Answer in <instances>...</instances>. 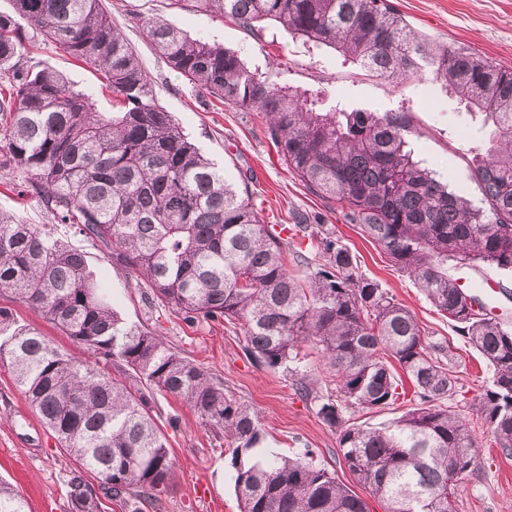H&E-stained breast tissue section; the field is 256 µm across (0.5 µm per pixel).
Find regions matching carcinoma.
I'll return each instance as SVG.
<instances>
[{
    "label": "carcinoma",
    "mask_w": 512,
    "mask_h": 512,
    "mask_svg": "<svg viewBox=\"0 0 512 512\" xmlns=\"http://www.w3.org/2000/svg\"><path fill=\"white\" fill-rule=\"evenodd\" d=\"M231 17L251 34L275 22L328 45L384 78L429 73L492 124L489 146L467 166L481 187L475 207L423 168L406 139L403 112L319 108V96L249 71L239 56L154 20L146 37L189 84L266 119L288 170L344 220L357 224L487 362L492 381L475 410L503 453H512V330L478 298L462 295L448 267L512 273V69L417 35L387 0H170ZM0 13V163L22 169L14 185L53 224H22L0 211V291L40 314L81 350L55 345L0 308V361L62 448L80 464L67 480L72 512H100L84 473L116 498L160 501L176 462L151 414L159 391L224 429L239 512H370L365 500L313 461L258 449L257 415L153 331L124 322L86 253L59 238L70 224L116 265L133 272L145 299L188 322L240 325L245 356L287 365L301 345L323 354L327 393L299 379L317 415L338 435L342 462L386 512H448L478 465L472 429L445 402L458 393L449 343L430 341L412 312L376 280L325 224L300 215L268 225L248 193L206 157L154 95L151 78L102 0H13ZM99 72L118 110L29 60V30ZM288 237H282V234ZM317 248L320 263L302 252ZM306 268L297 277L288 260ZM105 362L117 375L97 368ZM416 403L379 426L357 410ZM133 373L134 386L124 379ZM0 512H26L0 481Z\"/></svg>",
    "instance_id": "obj_1"
}]
</instances>
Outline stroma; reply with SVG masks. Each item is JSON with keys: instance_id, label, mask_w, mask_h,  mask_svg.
I'll return each instance as SVG.
<instances>
[{"instance_id": "obj_1", "label": "stroma", "mask_w": 512, "mask_h": 512, "mask_svg": "<svg viewBox=\"0 0 512 512\" xmlns=\"http://www.w3.org/2000/svg\"><path fill=\"white\" fill-rule=\"evenodd\" d=\"M389 2L419 34L437 42L462 43L512 68V0ZM103 4L149 73L159 103L232 181L247 179L265 223L286 224L292 213L299 212L329 225L355 255L360 273L378 281L405 305L431 339L448 340L458 385L468 399L458 411L477 436L480 459L477 470L458 487L455 512H512V455L501 451L470 405L491 381L492 372L483 358L455 332L414 279L397 270L358 225L344 223L339 212L305 190L270 140L261 115L220 102L185 82L154 51L143 25L154 19L188 36L215 42L235 51L250 69L270 74L280 86L325 89L327 105L405 113L415 158L475 206L483 195L470 177L466 159L472 148L488 142L489 130L481 119L471 116L431 75L384 79L333 48L303 44L272 23L256 38L232 19L173 8L169 0H103ZM31 57L63 73L74 88L92 92L99 111H111L114 98L101 89L94 69L39 41ZM24 179L20 169L0 168V208L26 224L48 223L35 200L10 192V185ZM68 239L87 253L91 269L125 322L156 331L166 343L223 380L237 400L256 412L264 435L262 448L286 456L313 449L318 462L350 482L349 472L339 461L335 430L317 417L314 403L303 400L296 390L299 377L326 375L316 349L303 347L299 357L283 368L260 367L244 356L240 328L221 320L191 324L171 307L149 306L127 269L114 265L83 237L72 233ZM152 414L163 427L177 464L162 495L161 510L146 503L142 512H237L223 430L203 425L188 405L159 393L154 396ZM172 416L179 418L178 428H168ZM75 466L74 458L60 448L16 386L11 371L0 364V478L24 497L27 512H70L67 475Z\"/></svg>"}]
</instances>
